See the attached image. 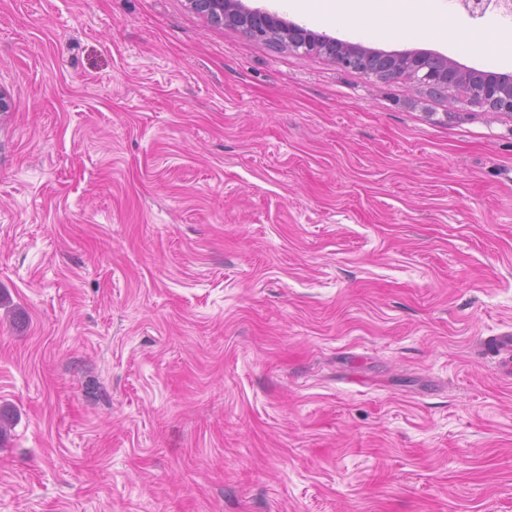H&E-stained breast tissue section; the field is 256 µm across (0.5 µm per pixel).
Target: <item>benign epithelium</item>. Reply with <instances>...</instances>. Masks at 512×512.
<instances>
[{
    "mask_svg": "<svg viewBox=\"0 0 512 512\" xmlns=\"http://www.w3.org/2000/svg\"><path fill=\"white\" fill-rule=\"evenodd\" d=\"M189 8L215 25L232 27L247 37L287 47L305 54L324 55L338 67L357 70L379 80L410 78L418 84L460 91L472 103L512 112V77L497 73H477L460 69L449 58L419 51L384 52L318 35L289 23L278 13L249 8L243 0H186ZM472 14L489 9L512 12V0H467Z\"/></svg>",
    "mask_w": 512,
    "mask_h": 512,
    "instance_id": "obj_1",
    "label": "benign epithelium"
}]
</instances>
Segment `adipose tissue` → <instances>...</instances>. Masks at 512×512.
I'll use <instances>...</instances> for the list:
<instances>
[{
  "mask_svg": "<svg viewBox=\"0 0 512 512\" xmlns=\"http://www.w3.org/2000/svg\"><path fill=\"white\" fill-rule=\"evenodd\" d=\"M330 19L343 27L369 30L380 27L402 38L439 39L469 49L480 41L479 36L460 31L456 24L425 10L422 0H391L386 20L381 24L366 17L362 0H333Z\"/></svg>",
  "mask_w": 512,
  "mask_h": 512,
  "instance_id": "obj_1",
  "label": "adipose tissue"
}]
</instances>
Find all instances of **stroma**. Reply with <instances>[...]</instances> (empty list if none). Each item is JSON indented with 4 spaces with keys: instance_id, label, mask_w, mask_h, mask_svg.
I'll list each match as a JSON object with an SVG mask.
<instances>
[{
    "instance_id": "obj_1",
    "label": "stroma",
    "mask_w": 512,
    "mask_h": 512,
    "mask_svg": "<svg viewBox=\"0 0 512 512\" xmlns=\"http://www.w3.org/2000/svg\"><path fill=\"white\" fill-rule=\"evenodd\" d=\"M0 90V512H512V112L185 0H0Z\"/></svg>"
}]
</instances>
